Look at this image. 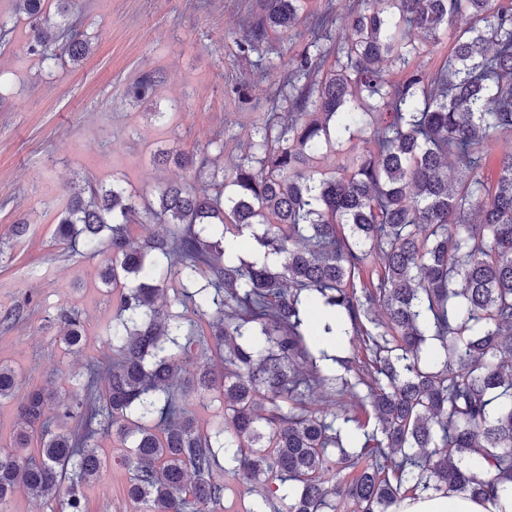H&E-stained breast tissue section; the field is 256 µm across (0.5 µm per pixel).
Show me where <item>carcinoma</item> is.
I'll list each match as a JSON object with an SVG mask.
<instances>
[{
    "label": "carcinoma",
    "mask_w": 512,
    "mask_h": 512,
    "mask_svg": "<svg viewBox=\"0 0 512 512\" xmlns=\"http://www.w3.org/2000/svg\"><path fill=\"white\" fill-rule=\"evenodd\" d=\"M18 3L26 51L41 64L89 53L70 0L56 17L43 0ZM258 3L237 41L243 54L288 33L306 8ZM466 16L474 22L441 65L414 63ZM310 34L314 50L278 93L283 111L232 168L155 151L211 190L166 181L139 196L114 179L69 196L59 241L112 253L98 270L118 297L112 366L64 399L25 392L12 450L0 452V507L18 492L56 499L67 482L61 512H85L79 488L100 475V433L130 449L127 494L150 512H223L221 452L262 498L249 512H337L339 502L396 512L422 495L496 500L512 484V152L489 153L512 134V0H354L344 32L330 34L323 16ZM163 80L145 73L126 94L148 100ZM377 123L365 146L345 147ZM151 223L163 231L131 239L132 225ZM246 230L263 253L249 262L224 243ZM60 318L62 342L80 346L77 314ZM346 343L365 359L328 354ZM213 351L221 370L205 362L182 378L183 358ZM99 380L98 428L71 430L81 392ZM359 384L365 421L329 409L327 398ZM17 387L1 362L0 400ZM188 389L224 398L213 432L199 428ZM350 422L347 437L364 439L353 451L342 441ZM286 482L291 496L279 493Z\"/></svg>",
    "instance_id": "carcinoma-1"
}]
</instances>
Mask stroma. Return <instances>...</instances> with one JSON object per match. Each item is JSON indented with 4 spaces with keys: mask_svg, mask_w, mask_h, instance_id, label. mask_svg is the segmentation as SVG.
<instances>
[{
    "mask_svg": "<svg viewBox=\"0 0 512 512\" xmlns=\"http://www.w3.org/2000/svg\"><path fill=\"white\" fill-rule=\"evenodd\" d=\"M92 51L49 70L27 55L29 23L17 0H0V20L14 28L0 45V362L19 375L20 390L71 388L90 365L112 359L105 328L117 301L96 271L110 253L87 255L60 243L57 217L65 187L121 179L151 194L167 180L192 181L194 171L156 166L160 146L207 154L228 168L271 111L277 89L310 41L307 24L241 56L236 39L256 0H74ZM164 77L154 97L130 101L127 86L147 71ZM247 84L246 99L232 89ZM176 109L175 118L163 112ZM223 136V150L212 144ZM23 221L28 231L13 238ZM77 311L80 349L61 340L60 309ZM99 446L105 466L84 486L86 512H144L126 495L125 451L112 437Z\"/></svg>",
    "mask_w": 512,
    "mask_h": 512,
    "instance_id": "35a3bbf8",
    "label": "stroma"
}]
</instances>
